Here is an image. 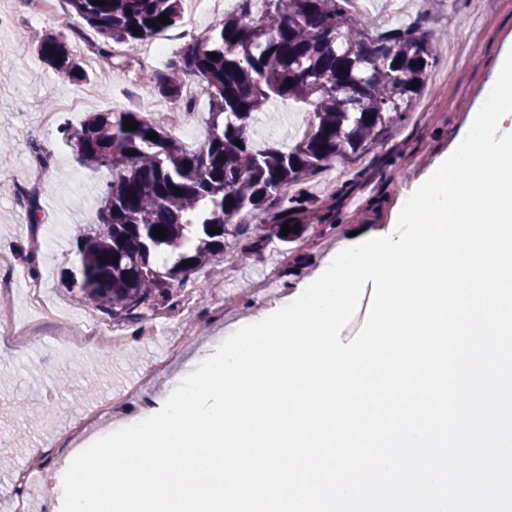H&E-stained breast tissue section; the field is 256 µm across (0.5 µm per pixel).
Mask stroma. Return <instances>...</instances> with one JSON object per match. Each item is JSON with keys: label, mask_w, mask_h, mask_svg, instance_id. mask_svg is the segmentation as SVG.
Instances as JSON below:
<instances>
[{"label": "stroma", "mask_w": 512, "mask_h": 512, "mask_svg": "<svg viewBox=\"0 0 512 512\" xmlns=\"http://www.w3.org/2000/svg\"><path fill=\"white\" fill-rule=\"evenodd\" d=\"M405 12L424 15L436 43L437 63L412 110V118L391 129L383 144L355 161L342 175L324 171L303 185L312 208L333 211V225L311 221L292 242L272 240L263 251L252 247V231L224 240L226 275L215 268L195 270L177 290L193 296L191 311L179 305L147 310L123 320L128 339L106 349L74 347L66 339L77 329L112 327L111 318L88 305L72 287L77 245L98 220L105 171L81 165L62 127L79 128L89 114L139 110L142 103L168 108L150 92L143 74L90 70L86 81H62L38 56L28 33L70 36L81 21L68 12L58 19L18 17L0 27V131L11 137V154L0 170L12 177L0 188V253L12 260L0 269L11 288L10 307L34 328L25 343L0 336V504L14 507L15 474L30 453L58 452V439L76 415L93 410L139 378L148 366L164 369L139 395L126 399L87 431L100 436L138 415L143 402L160 410L169 381L198 350L215 352L226 329L258 310L276 308L291 284L312 277L351 232L371 237L391 224L398 201L446 154L455 131L478 111L495 82L491 60L512 52V0H405ZM91 93L88 111L44 117L65 99ZM47 173H38L39 156ZM38 197L31 214L27 195ZM36 252L37 269L24 261ZM38 284L57 309L36 316L26 302L29 284Z\"/></svg>", "instance_id": "1"}]
</instances>
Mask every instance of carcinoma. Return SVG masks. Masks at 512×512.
Masks as SVG:
<instances>
[{
	"label": "carcinoma",
	"instance_id": "1",
	"mask_svg": "<svg viewBox=\"0 0 512 512\" xmlns=\"http://www.w3.org/2000/svg\"><path fill=\"white\" fill-rule=\"evenodd\" d=\"M237 2L235 11L151 71L152 90L175 106L186 81L206 87L208 136L199 148H185L140 112L97 114L71 135L84 166L112 173L99 224L82 237L74 286L114 319L175 304V285L202 266L224 261V236L232 233L235 217L258 218L257 250L269 243L268 225L280 233L284 224L304 223L310 201L301 183L381 144L389 128L408 119L435 64L419 21L374 36L350 13V0ZM64 3L97 33L93 50L100 60L118 70L112 46L153 40L176 27L182 14V0ZM163 13L170 23L158 22ZM138 27L142 34L136 36ZM35 46L61 78L86 79L67 41L42 34ZM288 101L306 106L301 139L286 149L273 142L256 146L249 137L256 115ZM126 118L137 129H124ZM150 131L158 139H148ZM289 184L295 193L286 195L282 187ZM156 226L167 231L166 238L153 236Z\"/></svg>",
	"mask_w": 512,
	"mask_h": 512
}]
</instances>
